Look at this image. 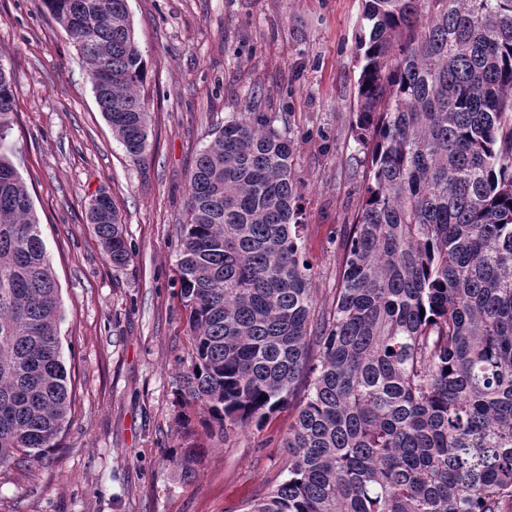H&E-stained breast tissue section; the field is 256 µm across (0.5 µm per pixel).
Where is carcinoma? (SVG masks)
Here are the masks:
<instances>
[{"label": "carcinoma", "instance_id": "carcinoma-1", "mask_svg": "<svg viewBox=\"0 0 512 512\" xmlns=\"http://www.w3.org/2000/svg\"><path fill=\"white\" fill-rule=\"evenodd\" d=\"M112 132L149 146L127 0H43ZM355 142L369 177L329 315L300 245L295 144L247 108L196 159L178 247L191 350L177 425H260L304 395L287 476L246 512H512V0H366ZM0 63V468L37 457L72 395L59 288L7 153ZM87 206L112 267L115 206ZM208 449L175 448L180 481Z\"/></svg>", "mask_w": 512, "mask_h": 512}]
</instances>
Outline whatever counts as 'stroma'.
Returning <instances> with one entry per match:
<instances>
[{
  "label": "stroma",
  "mask_w": 512,
  "mask_h": 512,
  "mask_svg": "<svg viewBox=\"0 0 512 512\" xmlns=\"http://www.w3.org/2000/svg\"><path fill=\"white\" fill-rule=\"evenodd\" d=\"M364 0H128L146 62L152 146L131 159L77 51L43 0H0V63L15 76L12 161L56 273L63 360L75 391L53 448L0 469V512H244L281 482L294 408L205 440L192 483L175 391L189 352L177 248L189 175L235 113L276 116L295 142L303 253L330 312L368 159L352 126ZM107 192L131 259L113 270L86 218ZM208 452L201 444L174 448L167 456L166 461L174 470L180 481L191 482L196 476V467Z\"/></svg>",
  "instance_id": "stroma-1"
}]
</instances>
